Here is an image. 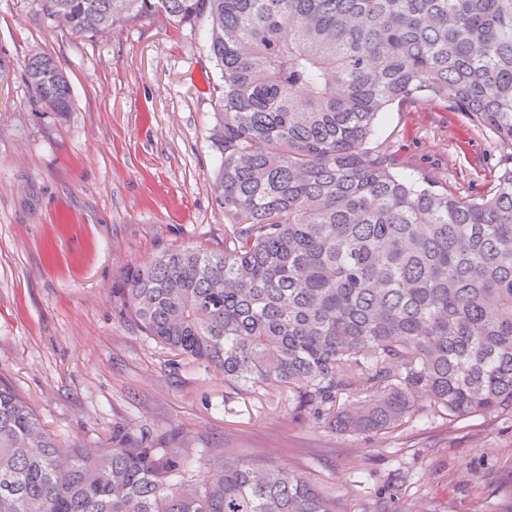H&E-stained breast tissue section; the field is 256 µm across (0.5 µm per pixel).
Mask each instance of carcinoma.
<instances>
[{
    "label": "carcinoma",
    "mask_w": 512,
    "mask_h": 512,
    "mask_svg": "<svg viewBox=\"0 0 512 512\" xmlns=\"http://www.w3.org/2000/svg\"><path fill=\"white\" fill-rule=\"evenodd\" d=\"M75 33L206 25L224 249L171 248L112 289L152 340L289 418L383 437L424 416L512 415V169L464 199L369 146L430 94L512 147V0H32ZM62 114L61 65L34 55ZM391 493L374 512H406ZM0 512H345L269 457L62 445L0 382Z\"/></svg>",
    "instance_id": "carcinoma-1"
}]
</instances>
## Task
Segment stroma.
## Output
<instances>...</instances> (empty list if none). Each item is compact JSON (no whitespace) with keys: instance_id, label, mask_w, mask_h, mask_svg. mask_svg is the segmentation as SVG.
Masks as SVG:
<instances>
[{"instance_id":"stroma-1","label":"stroma","mask_w":512,"mask_h":512,"mask_svg":"<svg viewBox=\"0 0 512 512\" xmlns=\"http://www.w3.org/2000/svg\"><path fill=\"white\" fill-rule=\"evenodd\" d=\"M36 54L62 64L68 112L36 104L25 76ZM216 79L201 26L156 15L75 34L29 0H0V381L70 445L116 435L251 459L272 450L346 512H372L393 483L422 512H507L512 418L337 435L283 419L277 397L229 392L121 312L112 284L129 266L170 247L224 246L211 191ZM370 144L465 198L512 168V148L445 98L390 107Z\"/></svg>"}]
</instances>
